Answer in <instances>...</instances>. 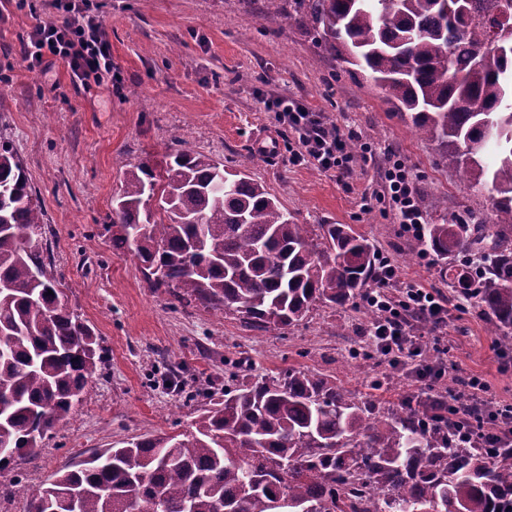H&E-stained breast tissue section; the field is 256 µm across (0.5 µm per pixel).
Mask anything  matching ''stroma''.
<instances>
[{
    "mask_svg": "<svg viewBox=\"0 0 512 512\" xmlns=\"http://www.w3.org/2000/svg\"><path fill=\"white\" fill-rule=\"evenodd\" d=\"M284 0H87L112 49L120 89L72 81L54 61L29 68L24 46L37 20L62 21L48 0H0V138L20 155L44 209L39 243L62 275L69 306L101 338L105 367L86 388L69 423L48 435L14 472L0 473V512H27L29 499L8 492L14 475L38 489L68 459L119 448L135 437L190 429L198 403L187 392L223 389L229 361L246 357L261 379L291 368L331 375L361 396L396 404L417 389L403 377L373 392L377 364L354 350L368 335L366 310L317 305L299 323L260 332L238 313L172 308L149 287L137 259L114 250L105 226L128 164L162 161L188 143L230 168H247L299 224H349L388 259L400 278L446 300L448 360L479 376L488 400L512 404V353L487 331L476 302L457 308L449 266L404 233L391 211L371 200L390 157L416 182L427 223L461 216L490 219L486 194L467 189L443 166L435 143L418 134L368 72L335 61L312 34L266 10ZM283 96L320 111L348 141L374 156L347 174L289 159L267 98ZM179 370L183 390L164 384Z\"/></svg>",
    "mask_w": 512,
    "mask_h": 512,
    "instance_id": "1",
    "label": "stroma"
}]
</instances>
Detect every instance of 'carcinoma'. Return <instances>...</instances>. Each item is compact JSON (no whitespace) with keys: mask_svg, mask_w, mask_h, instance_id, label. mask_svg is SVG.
Here are the masks:
<instances>
[{"mask_svg":"<svg viewBox=\"0 0 512 512\" xmlns=\"http://www.w3.org/2000/svg\"><path fill=\"white\" fill-rule=\"evenodd\" d=\"M288 16L341 62L369 70L437 143L490 224H428L422 245L466 257L454 277L512 350V0L503 18L471 0H288ZM469 145V150L461 147ZM43 210L23 163L0 143V472L70 419L103 358L42 255ZM107 231L174 308L233 310L266 331L318 304L358 307L376 273L349 224H298L265 187L183 147L127 166ZM194 430L137 437L70 459L28 512H512V455L458 441L448 407L408 393L357 400L329 378L240 371Z\"/></svg>","mask_w":512,"mask_h":512,"instance_id":"cac0c4a2","label":"carcinoma"}]
</instances>
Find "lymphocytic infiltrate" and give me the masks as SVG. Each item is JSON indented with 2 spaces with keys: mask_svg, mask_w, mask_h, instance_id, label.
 <instances>
[{
  "mask_svg": "<svg viewBox=\"0 0 512 512\" xmlns=\"http://www.w3.org/2000/svg\"><path fill=\"white\" fill-rule=\"evenodd\" d=\"M54 7L63 12V22H37L29 35L24 57L30 65L41 64L45 56L67 61L74 81H94L111 84L113 74L112 52L99 25L86 18L75 0H55ZM267 111L284 132L291 134L296 147L294 161H306L318 169L345 173L349 153L344 134L336 124L324 120L320 113L298 100L282 97L268 99ZM386 200L404 232L421 237L424 214L418 193L408 168L401 162H392L385 182L376 192ZM400 283L399 299L389 297L385 288ZM367 304L376 318L370 329L371 341L376 345L382 364L390 374H410L423 386L432 388L445 375L447 361L427 363L421 352L422 341L406 318V312L416 313L424 323L442 327L448 309L435 293L411 282H399L397 269L390 261L380 263V278L376 287L367 289ZM485 386L479 377L465 380L463 389L454 390L448 401V413L458 438L463 442L483 438L481 429L470 427V414L475 404L482 402Z\"/></svg>",
  "mask_w": 512,
  "mask_h": 512,
  "instance_id": "f902f5d3",
  "label": "lymphocytic infiltrate"
}]
</instances>
